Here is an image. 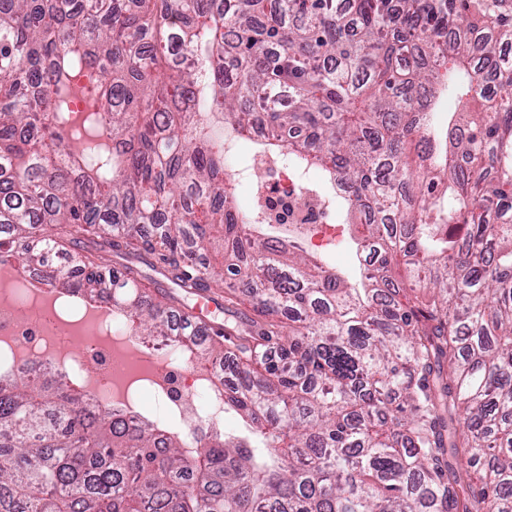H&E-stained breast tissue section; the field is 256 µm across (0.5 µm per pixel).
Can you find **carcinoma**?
Returning a JSON list of instances; mask_svg holds the SVG:
<instances>
[{"mask_svg": "<svg viewBox=\"0 0 512 512\" xmlns=\"http://www.w3.org/2000/svg\"><path fill=\"white\" fill-rule=\"evenodd\" d=\"M511 41L512 0H0V260L211 337L242 421L192 450L0 373V512H512ZM227 137L326 172L359 287L260 238ZM215 246L235 334L182 307ZM399 257L430 293L399 299Z\"/></svg>", "mask_w": 512, "mask_h": 512, "instance_id": "obj_1", "label": "carcinoma"}]
</instances>
